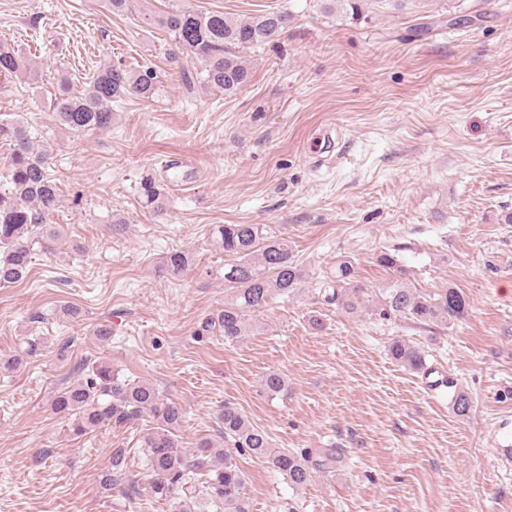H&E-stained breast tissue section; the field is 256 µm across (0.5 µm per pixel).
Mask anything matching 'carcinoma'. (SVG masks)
<instances>
[{"label":"carcinoma","instance_id":"carcinoma-1","mask_svg":"<svg viewBox=\"0 0 512 512\" xmlns=\"http://www.w3.org/2000/svg\"><path fill=\"white\" fill-rule=\"evenodd\" d=\"M289 20L286 11L242 20L222 11L202 13L178 6L146 17L147 24L167 33L172 46L170 58L193 65L191 70L180 68L186 86L198 84L226 94L235 93L250 81L247 52L274 42ZM13 75L28 83L36 79L37 70L19 50L0 42V76ZM156 84L157 74L150 67L133 73L120 62L103 60L85 89L72 92L63 88L54 99L52 116L58 126L78 134L107 128L112 125L113 106L130 95L152 97ZM0 134L13 145L7 181L0 184V284L6 285L28 277L34 244L48 249L50 242L58 239L60 231L46 219L58 205L60 188L48 171L44 150L35 145L23 121L1 119ZM140 194L146 206L158 212L165 209V190L154 179L140 183ZM210 241L231 260L224 264V309L209 318L204 328L236 342L247 336L252 313L275 296L293 293L304 283L306 274L288 240L263 234L257 224L216 225ZM190 262L189 253L172 251L165 257L162 271L178 277ZM378 262L398 278L379 289L368 306H363V290L355 284L356 267L349 259L338 262L317 282V301L350 314L366 313L387 321L399 317L419 325H446L468 315L470 303L462 291L448 287L437 294H423L401 279L404 270L396 255L384 252ZM389 354L412 371L425 365L423 352L403 340L391 343ZM263 386L267 393L277 395L286 390L287 383L283 375L272 371L266 374ZM52 406L68 416L76 435L150 417L153 426L143 439L150 471L148 492L166 502L171 512H251L242 470L223 448L209 441L200 443L196 450L183 446L177 435L183 409L153 383L123 378L110 364L100 362L58 392ZM472 408L470 394L458 391L452 402L455 415L466 417ZM220 421L225 442L267 462L295 488L306 487L315 472L330 469L336 462L335 448L326 449L320 459L313 460L306 451L273 447L268 434L230 403L224 404ZM124 458L125 449L112 450L111 469L102 475L104 486L121 482Z\"/></svg>","mask_w":512,"mask_h":512}]
</instances>
